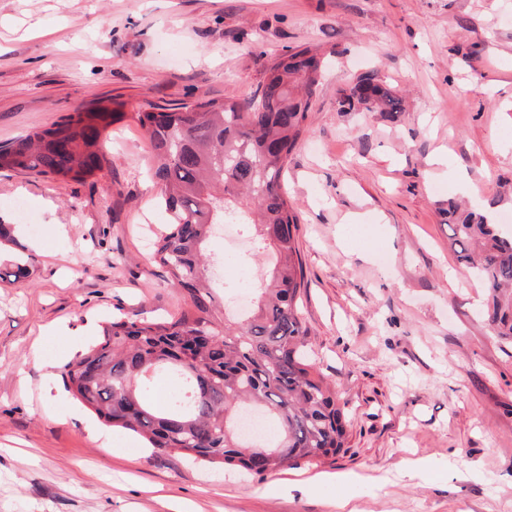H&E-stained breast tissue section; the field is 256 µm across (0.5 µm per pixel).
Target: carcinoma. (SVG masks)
Instances as JSON below:
<instances>
[{
  "instance_id": "1",
  "label": "carcinoma",
  "mask_w": 512,
  "mask_h": 512,
  "mask_svg": "<svg viewBox=\"0 0 512 512\" xmlns=\"http://www.w3.org/2000/svg\"><path fill=\"white\" fill-rule=\"evenodd\" d=\"M309 47L284 53L257 95L139 112L151 144L153 177L169 214L152 259L187 294L165 319L112 318L101 340L64 366L67 391L113 428L150 448L264 476L344 447L340 398L304 350L300 313L305 284L294 230L296 202L283 190L288 157L308 132L321 68ZM339 112H401L402 99L373 73L336 98ZM114 113L76 112L40 132L0 145V169L80 180L103 169L101 137ZM456 259L486 293L485 315L512 341V235L454 202L442 210ZM258 224L275 255L256 308L238 323L223 317L208 275L205 247L215 224ZM166 376L175 393L152 396ZM251 406L275 433L247 443L240 411Z\"/></svg>"
}]
</instances>
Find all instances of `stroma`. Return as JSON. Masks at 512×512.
<instances>
[{
  "label": "stroma",
  "mask_w": 512,
  "mask_h": 512,
  "mask_svg": "<svg viewBox=\"0 0 512 512\" xmlns=\"http://www.w3.org/2000/svg\"><path fill=\"white\" fill-rule=\"evenodd\" d=\"M326 67L283 184L307 280L308 345L348 417L336 455L263 477L95 441L64 366L114 314L163 317L186 297L150 257L165 223L136 113L247 98L285 50ZM374 73L403 110L340 112ZM119 113L104 170L81 181L0 171V512H512V345L448 248L454 200L512 215V0H0V144L80 111ZM467 185H460L459 175ZM235 293L253 307L274 256L257 226ZM429 475H403L408 459ZM340 473L353 482L338 485Z\"/></svg>",
  "instance_id": "35a3bbf8"
}]
</instances>
